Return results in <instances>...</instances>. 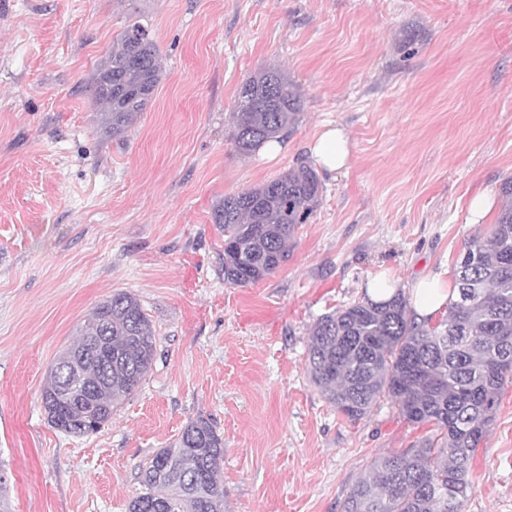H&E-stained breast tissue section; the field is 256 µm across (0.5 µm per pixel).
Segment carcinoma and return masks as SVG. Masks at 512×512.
Listing matches in <instances>:
<instances>
[{
	"instance_id": "1",
	"label": "carcinoma",
	"mask_w": 512,
	"mask_h": 512,
	"mask_svg": "<svg viewBox=\"0 0 512 512\" xmlns=\"http://www.w3.org/2000/svg\"><path fill=\"white\" fill-rule=\"evenodd\" d=\"M161 79L148 28L125 27L91 77L98 132L123 135ZM301 94L280 70L262 69L241 84L230 113V140L248 155L299 121ZM495 223L470 238L454 264L456 300L433 328L419 323L398 291L385 302L363 298L322 315L307 349L312 383L336 412L364 416L387 397L413 424L435 435L380 457L356 482L341 512H461L471 489L472 459L512 382V178L500 188ZM322 186L307 165L260 187L224 196L213 220L224 233V284L246 287L288 259L295 227L319 204ZM77 340L52 361L41 392L47 423L86 436L112 421L155 358L148 314L121 291L95 305L77 325ZM224 438L201 414L177 442L160 448L139 472L144 491L128 512H224L217 475Z\"/></svg>"
}]
</instances>
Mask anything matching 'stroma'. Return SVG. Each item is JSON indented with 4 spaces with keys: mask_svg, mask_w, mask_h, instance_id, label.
<instances>
[{
    "mask_svg": "<svg viewBox=\"0 0 512 512\" xmlns=\"http://www.w3.org/2000/svg\"><path fill=\"white\" fill-rule=\"evenodd\" d=\"M162 79L123 136L97 131L96 64L133 21ZM278 68L300 121L282 151L242 155V82ZM349 167L287 262L224 283V195L313 164L323 125ZM512 176V0H0V462L11 512H127L137 474L201 414L224 438V512H341L378 457L432 435L388 400L348 420L307 372L310 331L377 279L453 278ZM491 200L479 223L471 203ZM156 357L100 432L52 429L41 390L76 326L116 291ZM462 512H512V384L473 461Z\"/></svg>",
    "mask_w": 512,
    "mask_h": 512,
    "instance_id": "stroma-1",
    "label": "stroma"
}]
</instances>
